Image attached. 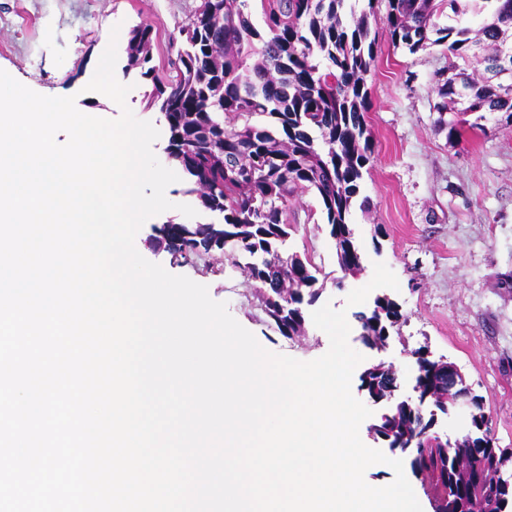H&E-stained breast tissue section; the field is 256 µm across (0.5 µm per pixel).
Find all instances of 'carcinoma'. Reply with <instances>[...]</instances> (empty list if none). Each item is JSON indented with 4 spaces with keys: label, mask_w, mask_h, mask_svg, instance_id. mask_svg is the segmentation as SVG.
<instances>
[{
    "label": "carcinoma",
    "mask_w": 512,
    "mask_h": 512,
    "mask_svg": "<svg viewBox=\"0 0 512 512\" xmlns=\"http://www.w3.org/2000/svg\"><path fill=\"white\" fill-rule=\"evenodd\" d=\"M261 2L263 33L245 13L247 0H199L187 24L169 39V72L163 78L151 66L150 26L136 25L129 31L124 70L151 79L146 107L161 115L166 150L200 206L222 216L218 223L168 221L155 228V243L176 261L227 249L248 258L246 268L259 288L268 325L291 338L301 335L305 307L321 295L311 260L284 253L288 198L294 192L311 190L317 196L342 271L362 269L349 216L374 152L363 116L365 75L375 61L374 11L373 0L352 20L346 0ZM386 3L393 44L412 53L427 45L448 49V75H439L434 86L441 99L438 122L448 129V140L461 135L459 121L444 118L449 111L475 116L473 129L484 128L481 121L489 114L512 117V0ZM445 7L448 25L441 27L434 17ZM485 10L491 22L480 33L491 52L480 58L471 52L478 40L465 16ZM401 318L399 305L386 296L356 315L371 346L383 344ZM416 362L422 395L451 392L445 367L422 351L416 352ZM360 380L369 394L390 399V370L370 367ZM378 425L376 434L394 445L425 434L429 422L415 406L396 403L388 424ZM433 439L426 434V447L412 454L411 465L428 482L435 512H512V483L499 476L512 464V450L481 432L479 451L468 440L448 447Z\"/></svg>",
    "instance_id": "cac0c4a2"
}]
</instances>
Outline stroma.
<instances>
[{
  "label": "stroma",
  "mask_w": 512,
  "mask_h": 512,
  "mask_svg": "<svg viewBox=\"0 0 512 512\" xmlns=\"http://www.w3.org/2000/svg\"><path fill=\"white\" fill-rule=\"evenodd\" d=\"M199 0H0V69L33 91L76 99L84 114L114 119L118 105L87 91L102 48L116 41L125 50L130 29L150 26L153 64L164 71L168 38L185 25ZM118 38H111V30ZM376 61L365 76V114L374 154L363 171L360 195L368 207H354L350 222L363 254V269L344 273L313 192L288 201L287 252L311 259L323 285L320 303L355 316L348 294L370 282L375 263H385L399 287L390 296L403 317L386 344L369 347L359 330L349 344L365 366L395 369L399 395L416 400L414 353L447 358L482 396L500 447L512 448V118L489 115L484 130L449 141L438 128L435 77L448 68L445 47L417 53L394 47L377 25ZM185 181L172 183L173 207L146 221L135 238L137 251L206 285L213 300L267 350L301 361L322 356L329 338L313 322L288 339L271 331L248 278L243 257L227 252L200 255L194 263L171 264L165 250L149 241L156 226L185 222L182 204L196 205ZM223 267L216 275L212 266Z\"/></svg>",
  "instance_id": "obj_1"
}]
</instances>
